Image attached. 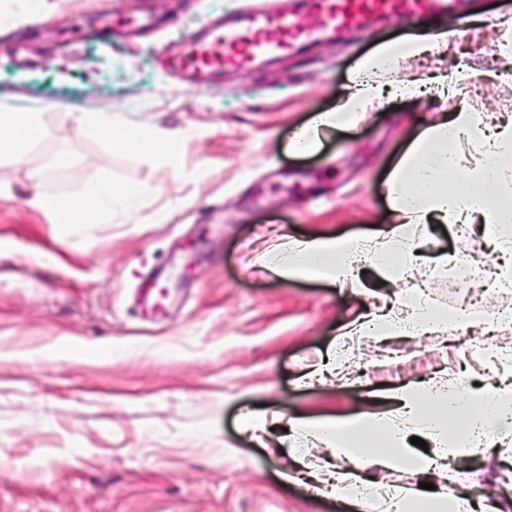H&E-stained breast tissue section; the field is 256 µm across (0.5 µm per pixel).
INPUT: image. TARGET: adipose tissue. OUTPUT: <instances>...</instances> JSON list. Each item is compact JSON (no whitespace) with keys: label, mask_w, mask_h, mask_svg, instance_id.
<instances>
[{"label":"adipose tissue","mask_w":512,"mask_h":512,"mask_svg":"<svg viewBox=\"0 0 512 512\" xmlns=\"http://www.w3.org/2000/svg\"><path fill=\"white\" fill-rule=\"evenodd\" d=\"M463 35L451 25L427 24L403 40L379 45L357 62L349 91L336 109L318 114L288 143L289 152H313L321 128L357 125L396 97L437 99L446 105L408 144L386 178L393 217L387 229L375 235L295 239L267 261V271L279 278L321 280L356 295L365 291L360 264L370 263L386 283L381 305L343 327L321 373L346 372L357 340L369 346L394 338L512 328V313L493 305L451 311L436 305L416 283L422 265L418 226L475 223L499 257L495 287L512 289V114L484 124L470 96L472 68L457 67L433 78L403 72L405 61ZM81 122L130 151L165 157L179 141L177 132L150 126L118 131L96 115L82 116ZM43 133L39 113H1L0 157L23 163ZM138 197V191L106 183L90 198L73 196L51 207L60 223L83 224L94 209L131 212ZM483 354L503 374L482 390L474 389L464 374L444 371L422 382L372 391L376 406L353 414L276 416L273 421L286 429L278 440L291 461L286 479L319 492L332 489L356 508L363 496L374 495L378 512H497L486 496L466 489L452 492L443 485L427 491L382 480L407 469L428 480L446 472L449 463L492 448L504 464L512 463V350L492 343ZM414 436L427 443V451L411 444ZM311 443L329 451L331 461L311 466L306 453Z\"/></svg>","instance_id":"obj_1"}]
</instances>
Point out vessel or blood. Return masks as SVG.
Segmentation results:
<instances>
[{
    "label": "vessel or blood",
    "instance_id": "obj_1",
    "mask_svg": "<svg viewBox=\"0 0 512 512\" xmlns=\"http://www.w3.org/2000/svg\"><path fill=\"white\" fill-rule=\"evenodd\" d=\"M304 13L319 15L321 27H306L303 13L284 11L278 0H253L232 19H212L191 40L175 69L185 91L206 87L233 66L243 70L296 48L298 42L360 28L378 19L411 17L445 9V0H302Z\"/></svg>",
    "mask_w": 512,
    "mask_h": 512
}]
</instances>
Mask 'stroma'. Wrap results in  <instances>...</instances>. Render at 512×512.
Masks as SVG:
<instances>
[{"mask_svg":"<svg viewBox=\"0 0 512 512\" xmlns=\"http://www.w3.org/2000/svg\"><path fill=\"white\" fill-rule=\"evenodd\" d=\"M250 0H0V113L36 112L43 137L25 163L0 159V512H351L341 497L286 482L273 436L256 441L241 418H309L369 406V388L441 370L487 374L472 337L381 345L369 388L302 382L322 365L365 296L282 280L262 264L287 238L379 232L389 225L383 182L425 126L430 107L399 98L346 129H323L319 149L288 140L346 94L356 62L412 34L417 17L389 18L309 44L252 72L225 71L182 91L158 44L180 56L208 16ZM159 32L137 41L123 24L143 13ZM512 0H454L464 39L406 63L432 76L456 66L479 75L470 92L490 114L512 113L495 52ZM177 130L174 159L109 145L81 126ZM140 192L125 214L62 224L50 201L98 182ZM46 204L33 206L34 196ZM421 253H464L460 292L429 278L436 302L482 298L497 256L477 227H419ZM496 452L461 462L456 477L494 482L500 512L512 483Z\"/></svg>","mask_w":512,"mask_h":512,"instance_id":"1","label":"stroma"}]
</instances>
